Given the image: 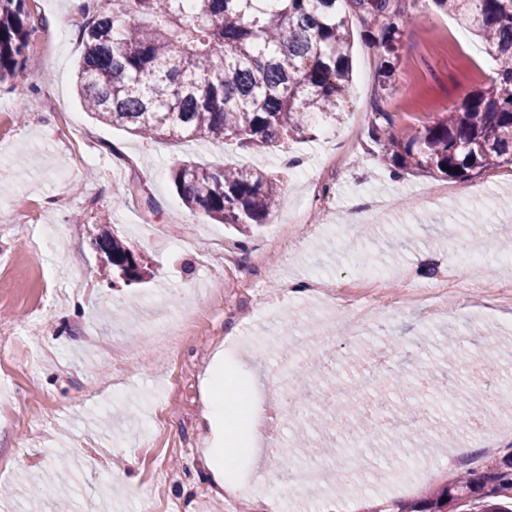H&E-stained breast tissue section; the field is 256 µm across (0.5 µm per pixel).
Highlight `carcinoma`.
Listing matches in <instances>:
<instances>
[{"label": "carcinoma", "mask_w": 512, "mask_h": 512, "mask_svg": "<svg viewBox=\"0 0 512 512\" xmlns=\"http://www.w3.org/2000/svg\"><path fill=\"white\" fill-rule=\"evenodd\" d=\"M492 51L496 76L446 114L407 137L389 131L375 107L371 133L393 174L415 171L467 180L512 165V0H433ZM378 24L384 59L381 95L394 92L403 16L392 0H89L79 28L84 50L77 87L97 121L142 138H208L246 153L338 123L346 106L352 48L346 9ZM37 30L27 0H0V83L34 74L29 41ZM172 180L183 204L241 234L275 214L281 182L249 167L180 165ZM102 271L127 283L148 274L107 227L95 237ZM462 501L477 512H512V456L478 474L383 512H448Z\"/></svg>", "instance_id": "obj_1"}]
</instances>
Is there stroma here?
I'll list each match as a JSON object with an SVG mask.
<instances>
[{
    "label": "stroma",
    "mask_w": 512,
    "mask_h": 512,
    "mask_svg": "<svg viewBox=\"0 0 512 512\" xmlns=\"http://www.w3.org/2000/svg\"><path fill=\"white\" fill-rule=\"evenodd\" d=\"M405 15L395 62V90L378 98L382 62L366 25L350 14L354 84L341 123L328 135L292 137L288 152L319 167L330 151L350 150L320 191L338 205L322 211L303 199L278 153L250 155L205 139H144L101 124L84 112L76 87L83 52L82 7L73 0H28L48 45L36 74L0 84V399L16 419L0 417V512H367L386 501L414 500L470 470L500 461L497 437L512 424V308L479 293L460 306L394 309L385 326H371L358 343L337 337L344 287L384 272L390 286L378 303L392 307L409 284L436 287L449 272L461 280H512V168L465 181L405 173L383 165L370 122L361 112L381 104L395 134H412L496 70L488 46L464 35L432 0H394ZM260 166L282 181L270 224L238 247V233L193 215L170 180L183 161ZM148 197L126 195L134 179ZM384 199L367 212L368 235L345 228L351 202ZM481 243L472 265L443 238L441 224ZM109 224L148 263L146 282L113 283L100 269L94 238ZM194 235L196 248L179 242ZM193 310V332L174 339L154 333L167 317ZM116 340L110 352L98 341ZM332 347L338 362L318 382L303 380L311 404L326 405L351 375L345 361L356 347L385 354L390 376L376 391L382 426L362 452L374 468L347 467L342 455L321 454L334 439L330 423L276 417L271 374L287 360L308 367ZM491 351L493 382L507 388L497 406L475 410L459 398L400 391L420 374L466 380L469 356ZM223 371L226 386L250 389L247 405L263 406L265 433L310 459L326 480L280 503L266 483L277 471L272 455L226 454L224 486L209 469L224 430L209 426L206 381ZM481 415L484 446L458 456L460 435H448L449 412Z\"/></svg>",
    "instance_id": "stroma-1"
}]
</instances>
